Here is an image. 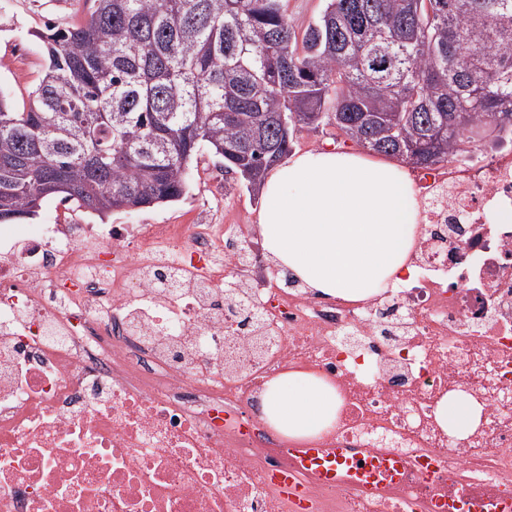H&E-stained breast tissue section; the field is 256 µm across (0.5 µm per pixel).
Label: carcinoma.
<instances>
[{"label":"carcinoma","mask_w":512,"mask_h":512,"mask_svg":"<svg viewBox=\"0 0 512 512\" xmlns=\"http://www.w3.org/2000/svg\"><path fill=\"white\" fill-rule=\"evenodd\" d=\"M325 2L300 41L285 0H93L37 33L28 109L0 95V223L176 201L204 150L258 191L321 124L413 168L512 135V0Z\"/></svg>","instance_id":"1"}]
</instances>
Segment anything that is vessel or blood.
I'll return each instance as SVG.
<instances>
[{"label": "vessel or blood", "instance_id": "obj_1", "mask_svg": "<svg viewBox=\"0 0 512 512\" xmlns=\"http://www.w3.org/2000/svg\"><path fill=\"white\" fill-rule=\"evenodd\" d=\"M291 456L295 468L273 471L269 477L273 488L300 507L308 501L302 486L303 474H311L324 486L347 485L367 491L400 482L403 464L400 457L388 451L366 448H322L313 443L292 446ZM447 468L444 457L435 455L422 460L416 474L427 485L436 484ZM443 512H512V491L499 492L483 499H476L465 492L449 496L442 506Z\"/></svg>", "mask_w": 512, "mask_h": 512}]
</instances>
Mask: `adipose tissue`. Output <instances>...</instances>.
<instances>
[{"instance_id": "obj_1", "label": "adipose tissue", "mask_w": 512, "mask_h": 512, "mask_svg": "<svg viewBox=\"0 0 512 512\" xmlns=\"http://www.w3.org/2000/svg\"><path fill=\"white\" fill-rule=\"evenodd\" d=\"M261 196L265 252L311 290L365 302L397 290L410 273L419 210L399 164L347 152L295 153L267 173ZM260 400L263 420L291 442L334 430L343 404L333 383L302 370L270 379ZM479 417V405L461 395L437 406L441 427L460 439Z\"/></svg>"}]
</instances>
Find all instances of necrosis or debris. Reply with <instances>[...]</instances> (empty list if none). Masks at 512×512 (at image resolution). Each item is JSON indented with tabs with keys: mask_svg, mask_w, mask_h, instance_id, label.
Returning a JSON list of instances; mask_svg holds the SVG:
<instances>
[{
	"mask_svg": "<svg viewBox=\"0 0 512 512\" xmlns=\"http://www.w3.org/2000/svg\"><path fill=\"white\" fill-rule=\"evenodd\" d=\"M415 179L417 275L365 303L259 288L231 224L0 225V512H294L265 481L293 459L256 410L291 366L344 393L320 446L405 463L367 494L306 477L314 512H436L455 477L512 489V151ZM228 286L263 310L265 355ZM460 393L481 408L463 439L436 418ZM436 453L449 477L423 486Z\"/></svg>",
	"mask_w": 512,
	"mask_h": 512,
	"instance_id": "4bbe7bcc",
	"label": "necrosis or debris"
}]
</instances>
